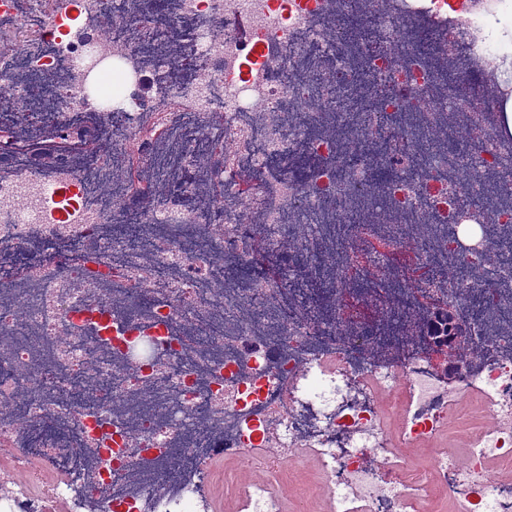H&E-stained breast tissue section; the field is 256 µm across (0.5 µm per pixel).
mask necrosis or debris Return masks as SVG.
I'll return each instance as SVG.
<instances>
[{
    "mask_svg": "<svg viewBox=\"0 0 512 512\" xmlns=\"http://www.w3.org/2000/svg\"><path fill=\"white\" fill-rule=\"evenodd\" d=\"M139 2L0 0V78L15 90L0 128L29 113L68 136L100 131L94 155L55 158L49 176L19 149L0 172V437L22 442L14 467L48 458L61 475L1 490L0 512L51 499L69 512H212L203 469L220 454L252 464L258 448L280 449L265 463L275 476L315 454L320 484L299 512L319 493L330 512H430L435 486L450 512H512V137L496 132L502 102L479 91L485 59L512 56L487 26L512 0H182L161 18ZM104 7L125 18L106 37L69 28ZM459 11L461 36L446 23ZM352 14L377 30L356 63L342 36ZM129 135L141 178L171 152L224 183L203 202L166 174L182 202L140 203L135 246L111 231L129 214L112 179ZM370 148L392 181L357 162ZM301 156L315 165L298 178ZM357 210L384 212L391 245L417 225L427 243L419 288L396 290L403 270L377 258V325L349 297L350 248L376 232L348 223ZM257 238L273 253L294 240L288 260L306 276L240 277ZM327 283L335 310L310 309ZM418 307L448 308L459 346L479 350L453 379L425 329H405ZM443 433L462 453L435 449L422 467L396 447ZM232 495L239 512H283L273 484Z\"/></svg>",
    "mask_w": 512,
    "mask_h": 512,
    "instance_id": "4bbe7bcc",
    "label": "necrosis or debris"
}]
</instances>
